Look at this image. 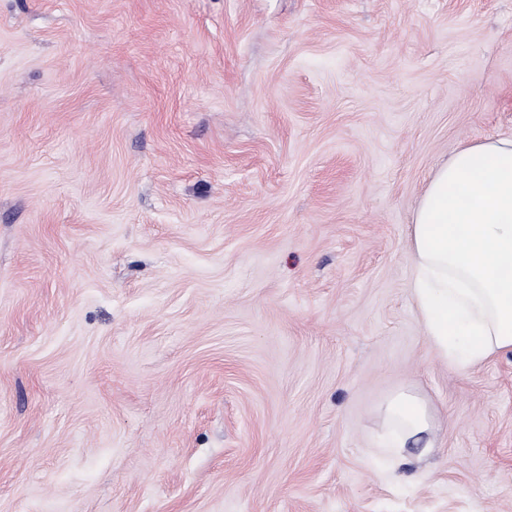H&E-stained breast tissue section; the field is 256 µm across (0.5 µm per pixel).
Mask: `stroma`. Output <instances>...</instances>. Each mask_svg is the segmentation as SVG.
<instances>
[{
	"label": "stroma",
	"instance_id": "obj_1",
	"mask_svg": "<svg viewBox=\"0 0 512 512\" xmlns=\"http://www.w3.org/2000/svg\"><path fill=\"white\" fill-rule=\"evenodd\" d=\"M511 136L512 0H0V512H512V351H431L409 241ZM384 423L388 432L387 447L382 448L399 464L406 459L403 449L409 441L428 438L417 459L430 456L435 442L432 437L433 415L426 402L411 390L399 391L389 397L384 406Z\"/></svg>",
	"mask_w": 512,
	"mask_h": 512
}]
</instances>
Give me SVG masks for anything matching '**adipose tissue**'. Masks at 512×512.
I'll use <instances>...</instances> for the list:
<instances>
[{
	"label": "adipose tissue",
	"mask_w": 512,
	"mask_h": 512,
	"mask_svg": "<svg viewBox=\"0 0 512 512\" xmlns=\"http://www.w3.org/2000/svg\"><path fill=\"white\" fill-rule=\"evenodd\" d=\"M411 293L431 350L464 371L512 350V139L462 147L431 176L409 236ZM386 451L430 456L433 415L415 392L384 406Z\"/></svg>",
	"instance_id": "adipose-tissue-1"
}]
</instances>
